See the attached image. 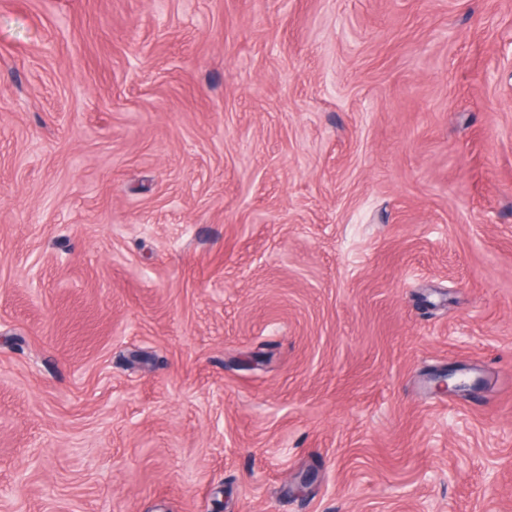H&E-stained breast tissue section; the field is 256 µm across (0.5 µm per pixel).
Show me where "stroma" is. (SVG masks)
<instances>
[{
	"mask_svg": "<svg viewBox=\"0 0 512 512\" xmlns=\"http://www.w3.org/2000/svg\"><path fill=\"white\" fill-rule=\"evenodd\" d=\"M0 512H512V0H0ZM433 382L435 392L448 393V395H457L471 386L466 379L457 377L454 370L436 376Z\"/></svg>",
	"mask_w": 512,
	"mask_h": 512,
	"instance_id": "35a3bbf8",
	"label": "stroma"
}]
</instances>
